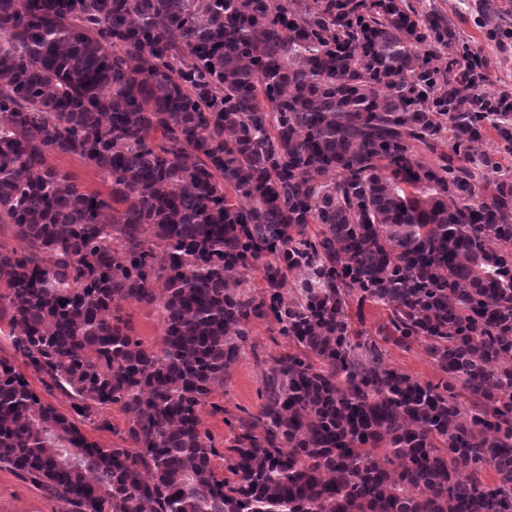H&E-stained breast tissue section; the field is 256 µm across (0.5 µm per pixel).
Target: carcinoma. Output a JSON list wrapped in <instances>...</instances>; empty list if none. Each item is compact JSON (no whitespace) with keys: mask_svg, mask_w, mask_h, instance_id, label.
<instances>
[{"mask_svg":"<svg viewBox=\"0 0 512 512\" xmlns=\"http://www.w3.org/2000/svg\"><path fill=\"white\" fill-rule=\"evenodd\" d=\"M421 2L0 0L1 469L62 512H512V85ZM46 162L50 166L69 172L74 177L76 183L84 187L85 190H102L94 171L78 161L50 152L46 155ZM127 310L136 334L142 337L145 344L154 349L160 346L163 333L155 312L151 309L137 306H131ZM251 339L260 359L265 358L268 352L274 353L282 351L283 348L288 349V340L282 336H272L265 325H255ZM389 351V359L395 366L404 369L422 381L437 382L438 374L421 346L415 344L409 350L389 346ZM263 366L256 361L249 347L246 355L233 368L224 382V389H218L203 407V418L216 440L218 450H224V442L230 437L228 428L224 426V416L213 414L212 405L224 406L236 411V407L247 408L255 412L258 408V390L260 387ZM15 363L17 368L22 372L31 386L36 389L42 397L48 402L52 403L55 407H57L61 411H67L69 409V398L61 391L54 389L51 392L45 391L40 378L31 372L21 360L15 359Z\"/></svg>","mask_w":512,"mask_h":512,"instance_id":"obj_1","label":"carcinoma"}]
</instances>
